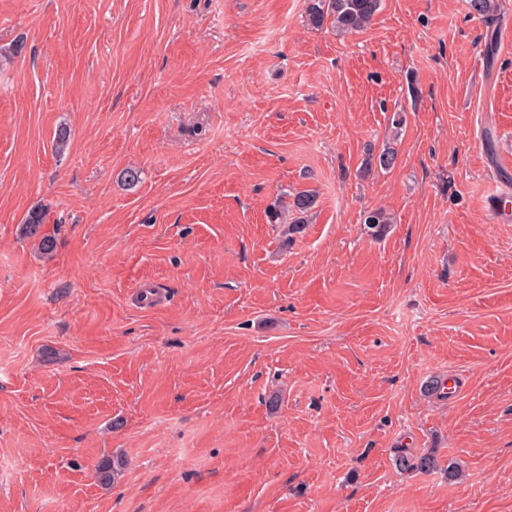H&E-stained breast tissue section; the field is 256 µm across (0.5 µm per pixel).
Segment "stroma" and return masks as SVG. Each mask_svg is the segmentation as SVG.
Masks as SVG:
<instances>
[{
    "label": "stroma",
    "instance_id": "stroma-1",
    "mask_svg": "<svg viewBox=\"0 0 512 512\" xmlns=\"http://www.w3.org/2000/svg\"><path fill=\"white\" fill-rule=\"evenodd\" d=\"M499 4L0 0V512H512ZM308 21L314 28L330 26L340 33L367 28L378 13L382 0H309ZM285 197L290 198V202L283 206V212L285 220L283 221L282 211L280 209L272 210L270 214V220L275 224L283 225V234L287 237L286 240H290L293 234L300 233L302 225L305 224V215L314 207L316 201L315 196L309 191H298L293 194H284ZM296 214L295 218L291 222L286 221L289 212Z\"/></svg>",
    "mask_w": 512,
    "mask_h": 512
}]
</instances>
